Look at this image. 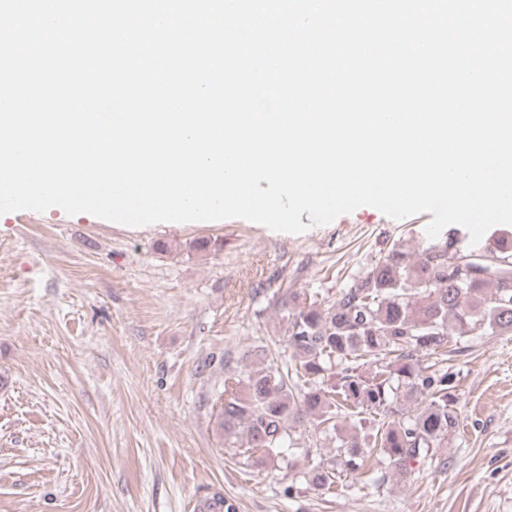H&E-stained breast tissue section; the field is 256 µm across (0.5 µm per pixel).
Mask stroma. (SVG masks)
Returning <instances> with one entry per match:
<instances>
[{"label": "stroma", "instance_id": "obj_1", "mask_svg": "<svg viewBox=\"0 0 512 512\" xmlns=\"http://www.w3.org/2000/svg\"><path fill=\"white\" fill-rule=\"evenodd\" d=\"M430 214L371 206L306 231L245 219L129 227L87 213L0 215V512H512V335L451 339L459 429L410 476L307 484L334 440L295 428L265 465L216 430L225 377L289 354L278 299H334ZM206 249H199V242Z\"/></svg>", "mask_w": 512, "mask_h": 512}]
</instances>
